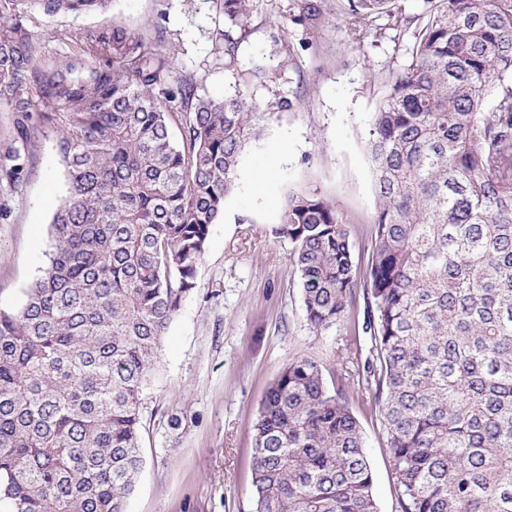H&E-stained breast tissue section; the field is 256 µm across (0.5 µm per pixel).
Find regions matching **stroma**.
I'll use <instances>...</instances> for the list:
<instances>
[{
	"instance_id": "35a3bbf8",
	"label": "stroma",
	"mask_w": 512,
	"mask_h": 512,
	"mask_svg": "<svg viewBox=\"0 0 512 512\" xmlns=\"http://www.w3.org/2000/svg\"><path fill=\"white\" fill-rule=\"evenodd\" d=\"M314 26L295 23L292 0H255L234 70L214 34L218 0H112L104 14L26 17L44 58L65 59L76 33L116 24L173 59L169 85L195 78L213 99L240 91L257 103L288 100L244 152L224 213L212 224L196 286L170 323L142 395L144 459L127 512H252L253 425L281 370L316 360L336 389L342 357L366 360L367 308L356 296L346 317L317 331L306 319L291 244L272 228L290 195L325 199L346 224L355 261L366 268L376 194L366 142L389 77L411 61L412 32L353 30L350 0H318ZM268 70L249 83L253 63ZM57 132L41 128L17 187L0 185V308L21 306L45 265L49 224L60 203L63 165ZM344 394L356 415L379 512H398L390 450L373 398ZM178 425H171V418Z\"/></svg>"
}]
</instances>
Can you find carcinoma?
<instances>
[{"instance_id": "cac0c4a2", "label": "carcinoma", "mask_w": 512, "mask_h": 512, "mask_svg": "<svg viewBox=\"0 0 512 512\" xmlns=\"http://www.w3.org/2000/svg\"><path fill=\"white\" fill-rule=\"evenodd\" d=\"M112 0H0V110L12 124L0 184L19 182L32 136L58 132L64 195L52 250L15 310L0 309V508L126 512L143 465L141 396L195 288L211 226L245 148L285 99L217 100L127 29L103 25L44 64L27 14L103 13ZM353 17L418 27L391 76L367 152L376 209L358 284L350 234L326 200L293 194L306 318L336 324L358 288L400 512H512V0H351ZM235 66L254 0H220ZM179 138H174L173 129ZM298 358L253 431L254 512H377L372 469L343 386Z\"/></svg>"}]
</instances>
